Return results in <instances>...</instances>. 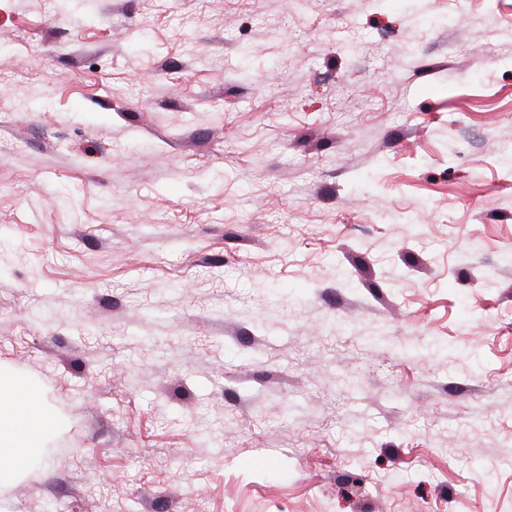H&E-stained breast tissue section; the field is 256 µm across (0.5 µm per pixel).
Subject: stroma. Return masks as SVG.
Here are the masks:
<instances>
[{"instance_id":"35a3bbf8","label":"stroma","mask_w":512,"mask_h":512,"mask_svg":"<svg viewBox=\"0 0 512 512\" xmlns=\"http://www.w3.org/2000/svg\"><path fill=\"white\" fill-rule=\"evenodd\" d=\"M0 512H512V0H0ZM49 419L29 387L14 384L6 398L0 393V458L7 456L10 461L9 466H0V484L11 483L33 463Z\"/></svg>"}]
</instances>
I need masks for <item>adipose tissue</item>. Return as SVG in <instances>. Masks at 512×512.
<instances>
[{
    "instance_id": "adipose-tissue-1",
    "label": "adipose tissue",
    "mask_w": 512,
    "mask_h": 512,
    "mask_svg": "<svg viewBox=\"0 0 512 512\" xmlns=\"http://www.w3.org/2000/svg\"><path fill=\"white\" fill-rule=\"evenodd\" d=\"M48 421L47 412L29 387L16 384L9 396H0V457L10 461L9 466H0V484L11 483L33 463Z\"/></svg>"
}]
</instances>
